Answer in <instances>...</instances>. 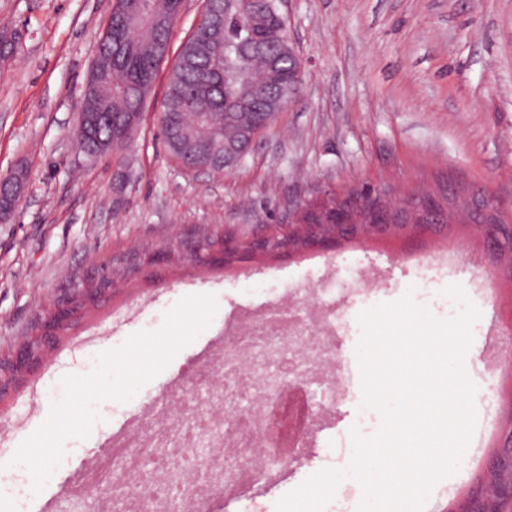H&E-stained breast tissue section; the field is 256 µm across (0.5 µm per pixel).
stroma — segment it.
I'll list each match as a JSON object with an SVG mask.
<instances>
[{
	"instance_id": "35a3bbf8",
	"label": "stroma",
	"mask_w": 512,
	"mask_h": 512,
	"mask_svg": "<svg viewBox=\"0 0 512 512\" xmlns=\"http://www.w3.org/2000/svg\"><path fill=\"white\" fill-rule=\"evenodd\" d=\"M110 9L111 0H0V28L22 36L18 53L0 62V177L27 176L24 198L0 219V354L98 270L111 272L101 301L79 310L0 396V417L30 414L0 459L46 420L62 376L87 374L78 345L98 355L113 337L159 329L182 297L210 293L218 302L211 324L179 353L198 357L226 322L330 276L337 303L354 317L425 278L439 291L461 285L481 313L465 364L484 426L500 410L481 394L501 380L488 369L493 350L512 349V303L488 269H477L475 253L460 249L452 266L428 265L442 227L410 228L389 249L257 253L226 268L194 263L184 250L204 234L258 240L298 205L381 187L397 201L448 183L479 189L512 219V0H285L299 91L233 170L206 173L184 170L163 142L164 64L127 146L97 160L78 147L74 131ZM357 275L371 280V299L347 291ZM360 337L356 326L336 340L350 382L312 429L313 453L348 437L363 414ZM176 381L191 377L165 368L129 402L99 411L90 435L66 442L64 464L31 495L33 512H117L107 495H67L82 451L102 447Z\"/></svg>"
}]
</instances>
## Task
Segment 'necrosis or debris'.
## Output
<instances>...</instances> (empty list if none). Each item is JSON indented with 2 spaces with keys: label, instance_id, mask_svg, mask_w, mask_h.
I'll return each mask as SVG.
<instances>
[{
  "label": "necrosis or debris",
  "instance_id": "obj_1",
  "mask_svg": "<svg viewBox=\"0 0 512 512\" xmlns=\"http://www.w3.org/2000/svg\"><path fill=\"white\" fill-rule=\"evenodd\" d=\"M347 323L325 284L245 314L196 365L206 400L171 390L162 410L145 408L110 436L104 467L83 469L80 485L111 488L123 512H214L219 492L279 485L300 463L347 468L351 449L316 460L302 446L312 414L327 415L346 390L335 340Z\"/></svg>",
  "mask_w": 512,
  "mask_h": 512
}]
</instances>
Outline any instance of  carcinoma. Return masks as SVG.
<instances>
[{
	"label": "carcinoma",
	"mask_w": 512,
	"mask_h": 512,
	"mask_svg": "<svg viewBox=\"0 0 512 512\" xmlns=\"http://www.w3.org/2000/svg\"><path fill=\"white\" fill-rule=\"evenodd\" d=\"M152 13H140L139 0H123L122 7L112 11V40L97 44L95 66L112 73V83L100 88L104 111L80 118L75 138L82 150L97 151L115 143L125 146L132 134L127 132L130 112H143L144 99H136L134 91L144 89L145 82L155 79L163 56L158 49L159 35L152 15L173 17V0H149ZM281 15L278 0H267L255 9L249 0H221L218 18L206 17L182 44L171 66L160 124L169 152L186 161L189 146L184 132L190 131L194 141L202 142L217 133L219 141H232L238 136V125L228 118L229 104L240 103V112H260L268 106L254 99V88L262 84L274 94L297 92L296 65L293 60L271 68L265 59L251 52L250 44L273 39L285 51L294 52L288 22ZM21 34L0 32V58L7 59L19 49ZM336 204V199L313 201L296 220V227L286 228L269 237L247 241L233 236L224 238V256L239 253L287 250L299 242L311 245L320 238L336 236V225L325 224L314 211ZM512 466V433L503 441L491 471L493 474Z\"/></svg>",
	"instance_id": "carcinoma-1"
}]
</instances>
